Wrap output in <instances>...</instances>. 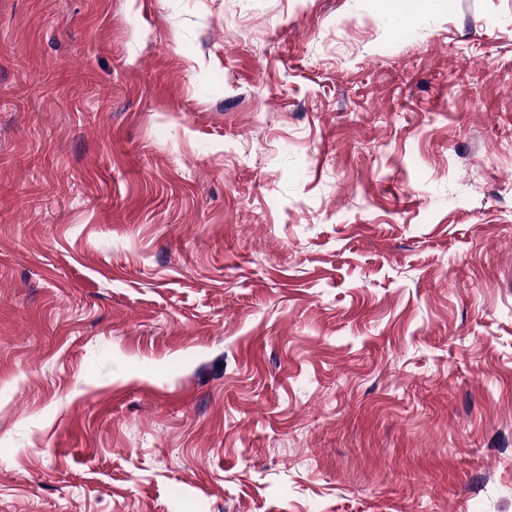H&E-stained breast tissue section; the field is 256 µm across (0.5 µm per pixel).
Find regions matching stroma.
<instances>
[{
  "label": "stroma",
  "mask_w": 512,
  "mask_h": 512,
  "mask_svg": "<svg viewBox=\"0 0 512 512\" xmlns=\"http://www.w3.org/2000/svg\"><path fill=\"white\" fill-rule=\"evenodd\" d=\"M0 512H512V0H0Z\"/></svg>",
  "instance_id": "1"
}]
</instances>
